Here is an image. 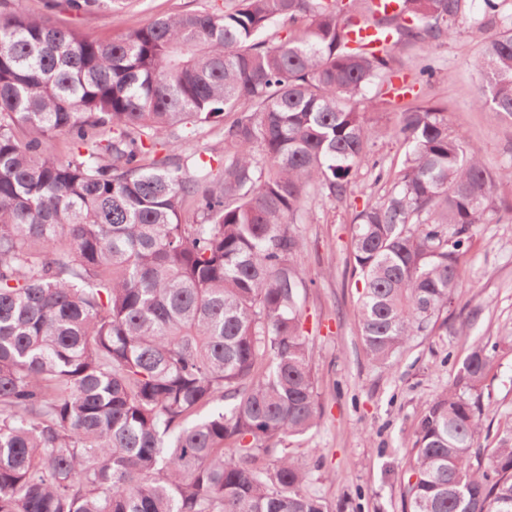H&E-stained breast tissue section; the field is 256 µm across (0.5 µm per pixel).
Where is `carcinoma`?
I'll list each match as a JSON object with an SVG mask.
<instances>
[{
    "label": "carcinoma",
    "mask_w": 512,
    "mask_h": 512,
    "mask_svg": "<svg viewBox=\"0 0 512 512\" xmlns=\"http://www.w3.org/2000/svg\"><path fill=\"white\" fill-rule=\"evenodd\" d=\"M505 2L470 17L467 0H400L393 15L370 0H230L102 42L0 0V512H329L280 447L321 417L289 226L310 188L340 202L365 164L390 178L366 90L467 17L491 32L471 66L512 116ZM358 22L393 40L352 46ZM204 128L221 146L188 151ZM58 133L66 160L46 146ZM397 135L403 168L351 237L380 366L448 309L466 234L512 181L449 132L444 107H406ZM494 349L473 342L425 403L403 512H512V421L475 447Z\"/></svg>",
    "instance_id": "obj_1"
}]
</instances>
